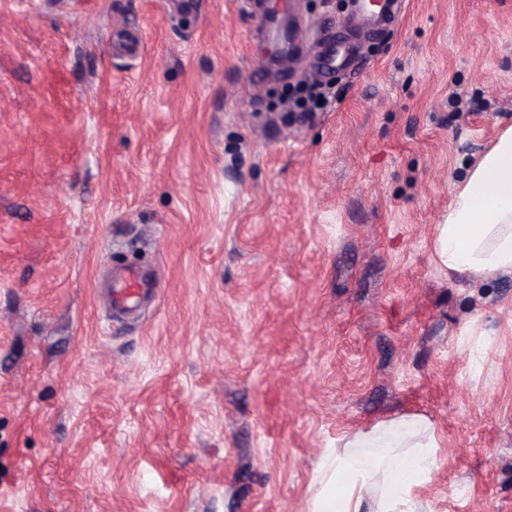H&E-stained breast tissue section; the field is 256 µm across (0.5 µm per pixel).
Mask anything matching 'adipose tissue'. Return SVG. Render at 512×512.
I'll return each instance as SVG.
<instances>
[{
  "label": "adipose tissue",
  "mask_w": 512,
  "mask_h": 512,
  "mask_svg": "<svg viewBox=\"0 0 512 512\" xmlns=\"http://www.w3.org/2000/svg\"><path fill=\"white\" fill-rule=\"evenodd\" d=\"M434 250L456 272L512 271V129L470 171L442 224ZM353 448H374V464L327 454L309 512H420L418 491L437 465L438 440L428 421L403 417L360 432Z\"/></svg>",
  "instance_id": "1"
}]
</instances>
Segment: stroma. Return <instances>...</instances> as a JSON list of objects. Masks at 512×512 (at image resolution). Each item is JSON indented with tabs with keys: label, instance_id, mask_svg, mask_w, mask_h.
Returning <instances> with one entry per match:
<instances>
[{
	"label": "stroma",
	"instance_id": "obj_1",
	"mask_svg": "<svg viewBox=\"0 0 512 512\" xmlns=\"http://www.w3.org/2000/svg\"><path fill=\"white\" fill-rule=\"evenodd\" d=\"M258 2L0 0V512H308L404 415L422 512H512V272L433 249L512 127V0H405L304 120ZM111 258L160 269L143 319H107Z\"/></svg>",
	"mask_w": 512,
	"mask_h": 512
}]
</instances>
